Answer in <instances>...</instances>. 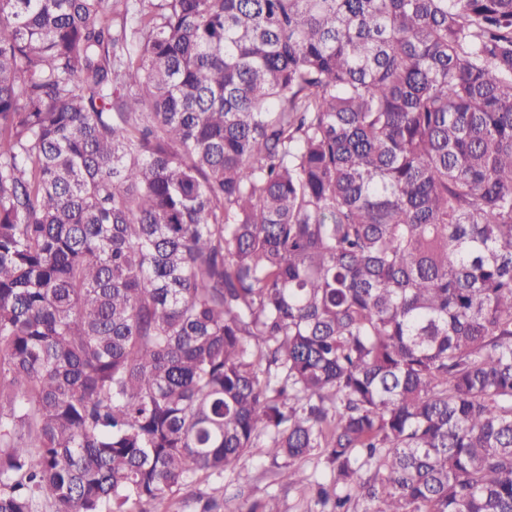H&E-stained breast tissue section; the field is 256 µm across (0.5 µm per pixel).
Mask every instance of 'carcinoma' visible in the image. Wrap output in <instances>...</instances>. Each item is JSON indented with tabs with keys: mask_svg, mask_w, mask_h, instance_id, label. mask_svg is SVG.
<instances>
[{
	"mask_svg": "<svg viewBox=\"0 0 512 512\" xmlns=\"http://www.w3.org/2000/svg\"><path fill=\"white\" fill-rule=\"evenodd\" d=\"M261 432L322 512H512V0H0V512Z\"/></svg>",
	"mask_w": 512,
	"mask_h": 512,
	"instance_id": "1",
	"label": "carcinoma"
}]
</instances>
